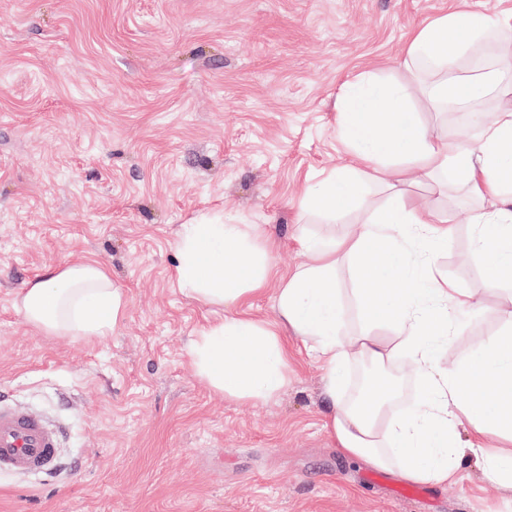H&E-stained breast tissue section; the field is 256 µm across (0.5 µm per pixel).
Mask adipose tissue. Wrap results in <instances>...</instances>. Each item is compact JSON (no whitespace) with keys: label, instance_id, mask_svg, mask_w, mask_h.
<instances>
[{"label":"adipose tissue","instance_id":"ef3b65f1","mask_svg":"<svg viewBox=\"0 0 512 512\" xmlns=\"http://www.w3.org/2000/svg\"><path fill=\"white\" fill-rule=\"evenodd\" d=\"M511 27L510 18L461 5L411 32L404 59L410 80L382 86L361 75L348 84L339 128L357 166L348 175L331 171L307 188L302 206L327 224L346 208L371 215L329 243L303 240L308 263L279 276L277 323L239 314L199 328L191 358L211 388L237 400L274 397L288 382V337L299 336L327 373V426L343 455L413 482L445 484L460 466L456 434L466 422L471 447L512 496V329L459 363L439 364L438 344L456 334L457 315L476 307L480 295L440 276L429 260L448 243L447 209L407 197L408 187L423 182L447 193L445 177L454 175L484 203L465 217L485 263L484 290L499 288L512 273V71L475 75L461 65ZM418 94L436 108L475 116V132L450 139L425 128L408 105ZM371 185L388 192L375 210L366 195ZM177 252L176 281L204 306L243 305L278 276L266 248L242 224L186 225ZM343 258L354 263L365 326L348 342L336 285ZM126 304L124 290L94 261L36 276L15 302L34 327L72 336L115 330ZM357 358L379 366L400 359L420 375L410 409L391 415L388 391L370 393L359 408L341 399L346 369Z\"/></svg>","mask_w":512,"mask_h":512}]
</instances>
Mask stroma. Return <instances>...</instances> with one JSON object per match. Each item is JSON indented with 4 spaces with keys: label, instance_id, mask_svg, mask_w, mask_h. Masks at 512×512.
<instances>
[{
    "label": "stroma",
    "instance_id": "35a3bbf8",
    "mask_svg": "<svg viewBox=\"0 0 512 512\" xmlns=\"http://www.w3.org/2000/svg\"><path fill=\"white\" fill-rule=\"evenodd\" d=\"M459 0H0V402L61 430L58 470L0 473V512H512L468 425L453 482L403 499L393 470L368 479L326 426L325 371L288 339V384L264 402L224 398L188 344L231 316L184 295L176 235L203 215L255 226L280 273L324 224L299 191L349 164L348 81H403L409 31ZM96 260L127 295L105 336L49 334L16 311L46 269ZM440 272L480 289L472 225ZM512 280L483 293L441 344L467 358L507 327Z\"/></svg>",
    "mask_w": 512,
    "mask_h": 512
}]
</instances>
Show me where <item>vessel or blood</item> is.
I'll return each mask as SVG.
<instances>
[{
  "label": "vessel or blood",
  "instance_id": "1",
  "mask_svg": "<svg viewBox=\"0 0 512 512\" xmlns=\"http://www.w3.org/2000/svg\"><path fill=\"white\" fill-rule=\"evenodd\" d=\"M61 433L26 411L0 406V471L43 476L54 472Z\"/></svg>",
  "mask_w": 512,
  "mask_h": 512
}]
</instances>
